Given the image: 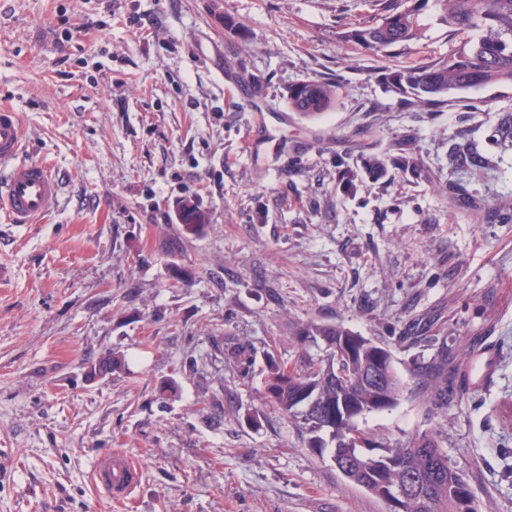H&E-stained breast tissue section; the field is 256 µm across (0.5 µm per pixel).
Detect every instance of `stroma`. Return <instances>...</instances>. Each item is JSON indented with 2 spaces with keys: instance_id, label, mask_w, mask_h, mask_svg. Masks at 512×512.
Segmentation results:
<instances>
[{
  "instance_id": "stroma-1",
  "label": "stroma",
  "mask_w": 512,
  "mask_h": 512,
  "mask_svg": "<svg viewBox=\"0 0 512 512\" xmlns=\"http://www.w3.org/2000/svg\"><path fill=\"white\" fill-rule=\"evenodd\" d=\"M373 13L372 0H0V105L21 115L22 160L59 179L37 222L0 211V512H386L261 398L263 350L294 355L309 323L386 345L401 370L493 342L492 381L446 414L426 421L409 391L367 426L393 440L438 428L479 512H512V223L473 221L435 189L512 202L499 145L512 85L403 106L380 67L457 42L434 23L385 57L338 40ZM304 79L341 85L321 116L281 97ZM410 143L418 172L362 169ZM183 199L208 215L198 236L181 231ZM229 336L258 351L248 376L216 347ZM111 352L125 370L89 380ZM116 449L141 471L122 505L92 478Z\"/></svg>"
}]
</instances>
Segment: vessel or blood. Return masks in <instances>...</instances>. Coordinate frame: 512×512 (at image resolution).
I'll use <instances>...</instances> for the list:
<instances>
[{
    "mask_svg": "<svg viewBox=\"0 0 512 512\" xmlns=\"http://www.w3.org/2000/svg\"><path fill=\"white\" fill-rule=\"evenodd\" d=\"M23 128L17 112L0 106V208L11 222L31 224L48 212L59 191V182L46 165L20 161ZM137 464L124 453L104 455L93 480L111 500L124 501L139 482Z\"/></svg>",
    "mask_w": 512,
    "mask_h": 512,
    "instance_id": "obj_1",
    "label": "vessel or blood"
}]
</instances>
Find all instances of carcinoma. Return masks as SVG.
<instances>
[{"instance_id":"1","label":"carcinoma","mask_w":512,"mask_h":512,"mask_svg":"<svg viewBox=\"0 0 512 512\" xmlns=\"http://www.w3.org/2000/svg\"><path fill=\"white\" fill-rule=\"evenodd\" d=\"M376 6L371 20L347 26L338 39L383 55L417 42L433 16L458 40L446 57L379 71L380 82L406 107L434 112L467 91L512 84V0H376ZM337 95L336 83L319 80H302L283 92L288 108L304 118L328 111ZM388 161L403 172L417 167L410 150L389 160L366 154L362 168L375 175ZM438 192L452 194L462 208L482 218L483 207L468 193L454 186H441ZM179 217L187 236L201 234L208 224L206 212L192 200L180 202ZM294 342L321 344L323 356H301L290 363L273 348L264 351L265 402L309 435L311 447L330 448L344 478L389 505V512H478L466 476L448 457L437 429L384 442L362 425L368 415L394 407L407 389L388 349L340 325L311 323L296 333ZM223 354L239 372L249 374L255 355L251 344L230 339ZM414 372L425 414L433 418L447 412L460 392L457 364L442 353ZM401 465L416 477L404 497L395 494Z\"/></svg>"}]
</instances>
